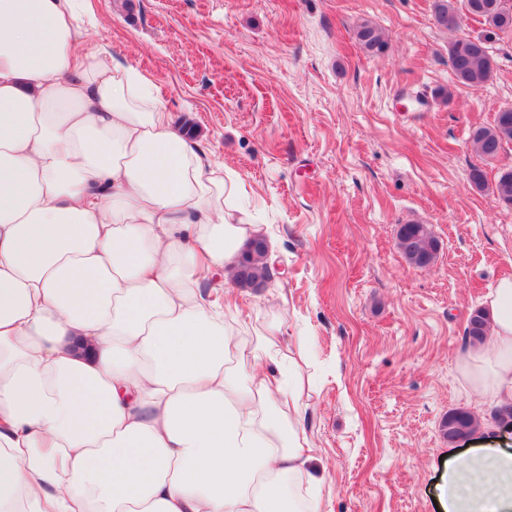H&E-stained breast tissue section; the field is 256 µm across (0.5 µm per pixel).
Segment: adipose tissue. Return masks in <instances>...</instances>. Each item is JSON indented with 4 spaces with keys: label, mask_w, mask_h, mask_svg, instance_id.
Returning a JSON list of instances; mask_svg holds the SVG:
<instances>
[{
    "label": "adipose tissue",
    "mask_w": 512,
    "mask_h": 512,
    "mask_svg": "<svg viewBox=\"0 0 512 512\" xmlns=\"http://www.w3.org/2000/svg\"><path fill=\"white\" fill-rule=\"evenodd\" d=\"M87 0H0V512H323L306 349L240 335L216 270L260 234ZM461 373L512 406V279ZM440 512H512V437L479 424Z\"/></svg>",
    "instance_id": "1"
}]
</instances>
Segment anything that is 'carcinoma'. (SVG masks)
Returning a JSON list of instances; mask_svg holds the SVG:
<instances>
[{"instance_id":"obj_1","label":"carcinoma","mask_w":512,"mask_h":512,"mask_svg":"<svg viewBox=\"0 0 512 512\" xmlns=\"http://www.w3.org/2000/svg\"><path fill=\"white\" fill-rule=\"evenodd\" d=\"M433 12L436 23L450 31L458 29L460 15L467 13L477 17L493 34L512 33V4L509 0H434ZM355 39L370 55L380 54L387 47L382 29L369 21L357 26ZM448 65L458 86L480 87L494 74L487 40L481 38L454 39L448 47ZM469 141L478 157L484 160L497 158L498 152L512 143V107L497 112L492 124L473 128ZM495 187L499 193L497 201L511 205L512 169L498 174ZM397 239L400 252L409 265L422 268L434 263L438 254L435 239L422 225H401ZM269 278L264 251L248 248L234 275V282L241 288H262ZM486 333L487 321L478 309L476 317L468 319L465 334L473 341H480Z\"/></svg>"}]
</instances>
